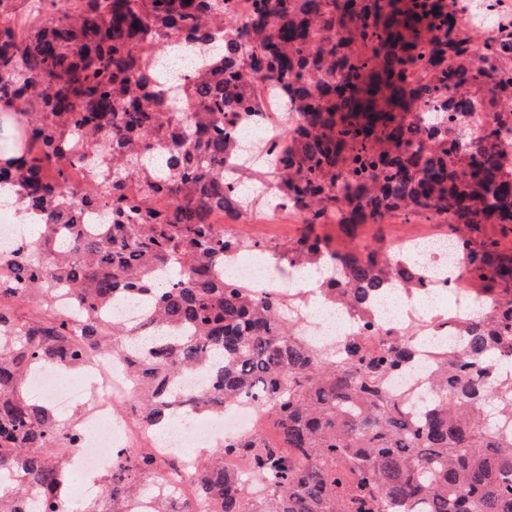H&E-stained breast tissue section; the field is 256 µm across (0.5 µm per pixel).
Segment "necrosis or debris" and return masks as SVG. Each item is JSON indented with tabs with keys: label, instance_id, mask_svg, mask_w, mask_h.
<instances>
[{
	"label": "necrosis or debris",
	"instance_id": "4bbe7bcc",
	"mask_svg": "<svg viewBox=\"0 0 512 512\" xmlns=\"http://www.w3.org/2000/svg\"><path fill=\"white\" fill-rule=\"evenodd\" d=\"M478 12L486 28L494 31L501 48L499 56L485 63L484 68L502 71L504 61L512 59V0H481ZM261 109L262 116L258 119L246 111L235 113L236 131L256 137L262 149L283 151L294 140L286 132L288 123L283 113L277 102L268 98L262 100ZM447 114L446 122L426 125L428 135L473 140L497 121L492 112L481 113L476 124L461 113ZM65 168L69 186L84 203L81 222L85 230L92 232L98 225L109 223L108 184L101 171L78 153L70 155ZM35 221L34 215L1 208L0 255L7 257L25 251L29 244L26 227ZM224 265L232 270L231 282L235 287L286 299L299 319L301 335L325 353L339 352L350 336L374 343L401 334L411 336L414 349L411 362L395 370L386 384L388 395L410 413L427 401L437 366L448 356L447 348L437 345V338L463 335L468 322L489 315L495 304L494 296L479 288L477 280L466 275L460 262L445 248L429 254L424 272L412 273L414 286L401 288L394 314H387L385 306L375 300L357 308L339 298L333 302L340 307L341 316L334 321L318 314L319 307L331 302L321 289L300 274L289 284H281L276 265L265 250L254 249L247 257L238 251L227 252ZM83 369L94 383L91 396L95 404L81 420L76 441L65 445L64 453L69 468L86 478L82 487L84 498L107 497L120 451L147 453L156 461L150 477L154 494L127 498L122 503V512H154L156 493L170 487L176 488V502L185 512H203L197 475L207 463L208 452L202 449L194 454L184 453V443H220L231 436H254L267 441L272 438L265 409L251 401L211 412L209 427H202L193 401L212 389L208 369L198 368L178 378L179 400L170 409L182 427L166 438L159 437L156 426L109 409L112 397L127 395L135 389L133 377L122 359L103 349H93L88 351ZM69 371V366L61 364L32 365L27 376L31 397L58 410L70 408L77 397L68 381Z\"/></svg>",
	"mask_w": 512,
	"mask_h": 512
}]
</instances>
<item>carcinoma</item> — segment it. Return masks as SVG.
Segmentation results:
<instances>
[{
	"instance_id": "1",
	"label": "carcinoma",
	"mask_w": 512,
	"mask_h": 512,
	"mask_svg": "<svg viewBox=\"0 0 512 512\" xmlns=\"http://www.w3.org/2000/svg\"><path fill=\"white\" fill-rule=\"evenodd\" d=\"M12 0H0V127L11 149L0 177L27 190L25 207L44 213L27 251L0 257V298L33 299L49 307L52 291L72 289V307L42 320L0 308V473L37 490L26 501L0 486V512H57L69 473L56 448L76 440V424L60 423L49 406L26 394L27 366L64 360L74 368L90 347L125 356L137 384V418L160 424L174 382L219 360L202 408L240 400L264 406L278 443L236 438L210 454L198 474L206 512H512V436L497 421L512 417V381L484 387L481 379L512 355V291L496 293L498 309L466 327L465 354L448 351L424 416L411 418L384 390L390 370L411 360L407 336L369 343L345 341L328 356L295 332L288 304L224 285V252L246 249L207 224L211 209L245 211L240 191L224 187V165L243 155L226 115L260 112L263 94L279 98L305 125L291 150L273 156L267 174L280 194L308 209L309 223L335 215L378 222L432 211L470 229L512 228V163L501 149L512 140V71L486 90L492 41L474 42L438 0H253L244 23L230 0H32L50 9L37 35L11 24ZM171 41L199 53L195 69L176 81L175 95L196 100L189 116L169 112L160 74L150 58ZM446 64L442 78L460 95L457 111L492 107L497 126L476 140L448 141L425 154L402 156L419 136L405 122L437 87L409 83L410 71ZM259 75L247 80L245 71ZM94 141L112 152L108 169L112 223L98 235L78 230L79 208L65 165L44 174L51 157L66 159ZM163 195L166 213L151 207ZM465 273L480 281L512 280V258L497 243L463 242ZM326 244L305 239L279 254L289 266L313 261ZM340 285L357 306L385 286L390 267L378 251L333 253ZM169 275L154 284L157 268ZM122 291L141 303L136 324L100 320ZM248 454L268 488L262 501L234 493L244 475L221 466L226 453ZM152 461L125 456L112 475L114 505L148 494Z\"/></svg>"
}]
</instances>
